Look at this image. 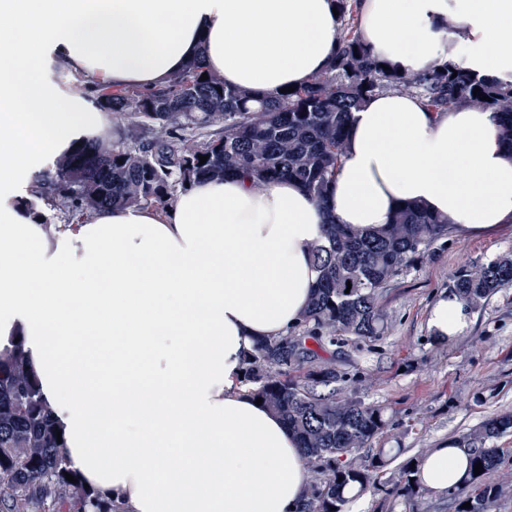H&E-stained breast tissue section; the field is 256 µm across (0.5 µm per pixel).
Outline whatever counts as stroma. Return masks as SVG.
I'll use <instances>...</instances> for the list:
<instances>
[{"mask_svg":"<svg viewBox=\"0 0 512 512\" xmlns=\"http://www.w3.org/2000/svg\"><path fill=\"white\" fill-rule=\"evenodd\" d=\"M508 252L512 224L481 236L450 232L386 289L384 336L329 347L328 357L351 378L347 392L383 408L387 426L370 447L395 449L394 466L512 413V286L473 312L455 341L435 343L427 325L429 307L456 272Z\"/></svg>","mask_w":512,"mask_h":512,"instance_id":"obj_1","label":"stroma"}]
</instances>
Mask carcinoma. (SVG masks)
I'll return each mask as SVG.
<instances>
[{
  "instance_id": "cac0c4a2",
  "label": "carcinoma",
  "mask_w": 512,
  "mask_h": 512,
  "mask_svg": "<svg viewBox=\"0 0 512 512\" xmlns=\"http://www.w3.org/2000/svg\"><path fill=\"white\" fill-rule=\"evenodd\" d=\"M340 43L330 67L291 93L259 98L206 72L202 57L158 88L104 87L96 98L117 115L116 132L83 140L35 174L30 195L73 219L105 208L167 206L177 189L199 178L252 174L260 181L300 182L320 206L335 174L352 113L370 96L409 88L434 112L478 105L494 112L512 150V84L474 76L445 62L420 73L385 70L368 49L356 22V0H334ZM491 98L473 95L475 88ZM208 157L200 163L199 156ZM324 241L313 246L318 272L314 298L299 325L259 343L244 360L251 393L279 414L297 435L309 472L298 512H349L377 487L393 456L383 449L363 461L355 453L386 426L381 407L341 393L350 381L336 364L323 365L318 351L336 340L377 339L387 328L382 293L429 246L448 234L447 222L418 204L395 212L389 229L363 236L330 215ZM512 286V255L457 272L449 290L471 310L484 307L499 289ZM54 415L20 346L0 349V507L5 512H122L95 496L70 472L65 443L57 442ZM512 433V413L481 422L462 436L468 476L445 495L453 512H491L512 486L491 475L503 449L491 441ZM482 463L481 474L474 465ZM420 462H406L382 483L409 512H428L430 491L415 480ZM470 503V508L462 504Z\"/></svg>"
}]
</instances>
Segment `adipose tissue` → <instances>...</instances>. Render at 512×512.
<instances>
[{"mask_svg": "<svg viewBox=\"0 0 512 512\" xmlns=\"http://www.w3.org/2000/svg\"><path fill=\"white\" fill-rule=\"evenodd\" d=\"M333 0H0V346L19 338L69 467L124 512H294L307 472L293 434L241 376L286 335L317 281L323 212L367 233L417 202L452 230L512 223V152L493 112H434L389 91L354 112L320 208L297 182L205 180L162 210L112 208L45 229L12 187L40 158L102 135L103 113L41 72L153 88L195 56L258 96L306 84L338 45ZM372 54L402 72L452 61L512 82V0H360ZM451 293L435 340L470 327ZM467 475L442 442L420 466L441 493Z\"/></svg>", "mask_w": 512, "mask_h": 512, "instance_id": "ef3b65f1", "label": "adipose tissue"}]
</instances>
